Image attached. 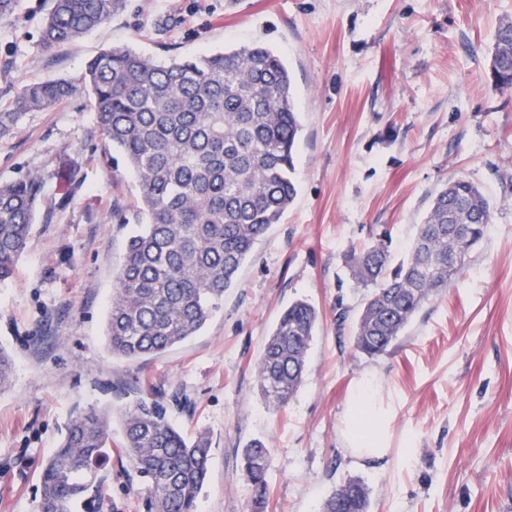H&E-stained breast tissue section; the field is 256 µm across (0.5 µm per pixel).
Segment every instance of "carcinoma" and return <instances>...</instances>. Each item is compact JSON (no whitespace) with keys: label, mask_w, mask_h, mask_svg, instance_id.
Returning a JSON list of instances; mask_svg holds the SVG:
<instances>
[{"label":"carcinoma","mask_w":512,"mask_h":512,"mask_svg":"<svg viewBox=\"0 0 512 512\" xmlns=\"http://www.w3.org/2000/svg\"><path fill=\"white\" fill-rule=\"evenodd\" d=\"M123 0H54L41 43L52 50L107 22ZM489 69L497 90L512 89V19L494 36ZM91 97L96 122L136 180L138 224L112 284L106 333L112 356L162 354L205 327L239 271L294 202L296 143L301 131L288 66L263 44L175 58L167 65L133 49L106 48L74 82L50 78L19 88L0 110V138L29 112L50 111L77 92ZM42 178L0 184V282L25 251L38 211ZM462 214L465 238L448 237V214ZM491 222L480 188L454 180L432 199L406 260L389 268L388 245L376 238L348 255L354 285L367 290L353 336L356 351L385 354L422 305L459 278ZM319 322L310 303L285 309L254 367L262 398L278 408L304 382ZM123 451L149 488L148 512H197L211 439H186L155 397L122 416ZM112 445V416L92 409L72 418L45 461L37 512H76L93 491ZM270 449L253 440L242 450V475L253 512L268 507ZM368 485L351 478L334 489L323 512H370Z\"/></svg>","instance_id":"cac0c4a2"}]
</instances>
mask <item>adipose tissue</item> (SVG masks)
<instances>
[{"label":"adipose tissue","instance_id":"ef3b65f1","mask_svg":"<svg viewBox=\"0 0 512 512\" xmlns=\"http://www.w3.org/2000/svg\"><path fill=\"white\" fill-rule=\"evenodd\" d=\"M354 396L355 406L348 421L352 440L362 448L364 455L382 456L386 452L382 425L387 416V409L374 395L368 381L357 382Z\"/></svg>","mask_w":512,"mask_h":512}]
</instances>
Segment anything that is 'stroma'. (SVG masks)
Returning a JSON list of instances; mask_svg holds the SVG:
<instances>
[{
    "label": "stroma",
    "mask_w": 512,
    "mask_h": 512,
    "mask_svg": "<svg viewBox=\"0 0 512 512\" xmlns=\"http://www.w3.org/2000/svg\"><path fill=\"white\" fill-rule=\"evenodd\" d=\"M52 5L20 0L0 19L1 110L24 85L78 79L104 48L166 64L262 43L293 77L298 194L197 336L127 361L108 349L105 320L137 191L88 96L27 113L0 139V183L43 180L27 248L0 283V349L13 360L0 388V512H37L43 463L73 416H117L152 394L181 430L212 440L199 512H250L240 451L254 438L271 450L267 512H322L353 477L369 485L371 512H512V90H495L489 71L512 0H125L100 28L47 51ZM457 178L490 201L484 239L387 353L356 352L354 320L336 321L363 302L347 256L385 232L402 260L432 195ZM300 298L320 322L304 383L277 410L254 366ZM362 379L390 410L379 461L358 457L345 433ZM121 442L113 428L89 512H147Z\"/></svg>",
    "instance_id": "35a3bbf8"
}]
</instances>
